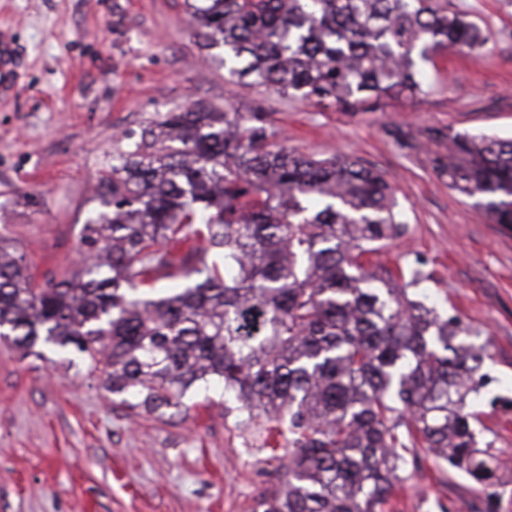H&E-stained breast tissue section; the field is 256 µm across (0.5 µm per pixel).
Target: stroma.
<instances>
[{
	"label": "stroma",
	"instance_id": "35a3bbf8",
	"mask_svg": "<svg viewBox=\"0 0 512 512\" xmlns=\"http://www.w3.org/2000/svg\"><path fill=\"white\" fill-rule=\"evenodd\" d=\"M448 6L489 31L480 57H439L421 98L340 112L226 83L214 50L191 36L184 0H0V29L20 59L14 93L0 101V236L37 277L61 280L78 263L80 231L124 132L193 103L263 109L277 143L357 158L391 185L408 224L378 258L422 261L439 311L481 330L493 382L480 428L512 456V226L449 189L431 163L442 146L428 137L512 138V0ZM393 127L424 149L401 147ZM183 404L128 408L87 363L47 349L23 357L0 339V512H254L280 475L266 431L242 421L218 384ZM405 475L391 512H512V470L497 471L491 497L426 456Z\"/></svg>",
	"mask_w": 512,
	"mask_h": 512
}]
</instances>
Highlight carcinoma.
<instances>
[{
    "mask_svg": "<svg viewBox=\"0 0 512 512\" xmlns=\"http://www.w3.org/2000/svg\"><path fill=\"white\" fill-rule=\"evenodd\" d=\"M218 62L318 107L363 112L426 94L423 64L490 40L448 0H185ZM268 112H158L123 136L83 225L90 261L36 281L0 238V336L79 355L131 408L179 407L211 381L285 437L280 489L254 512H387L422 448L489 486L478 440L487 344L440 314L419 265L371 259L404 233L390 184L359 161L286 146ZM448 187L512 225V139L448 131Z\"/></svg>",
    "mask_w": 512,
    "mask_h": 512,
    "instance_id": "1",
    "label": "carcinoma"
}]
</instances>
